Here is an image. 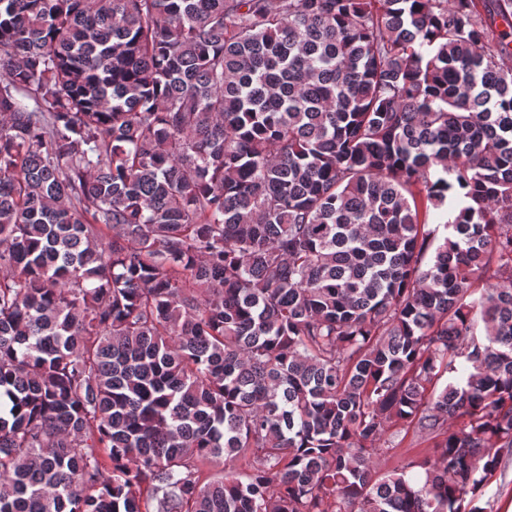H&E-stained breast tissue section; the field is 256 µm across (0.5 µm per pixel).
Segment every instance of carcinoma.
<instances>
[{
  "mask_svg": "<svg viewBox=\"0 0 512 512\" xmlns=\"http://www.w3.org/2000/svg\"><path fill=\"white\" fill-rule=\"evenodd\" d=\"M509 458L512 0H0V512H494ZM413 443V448H407L409 444ZM428 446L427 442L421 439L414 438L412 433L407 436L402 448H394L392 450L379 453L374 459V467L378 475L391 470L393 467L402 464L404 461L409 460L417 453L422 452Z\"/></svg>",
  "mask_w": 512,
  "mask_h": 512,
  "instance_id": "1",
  "label": "carcinoma"
}]
</instances>
